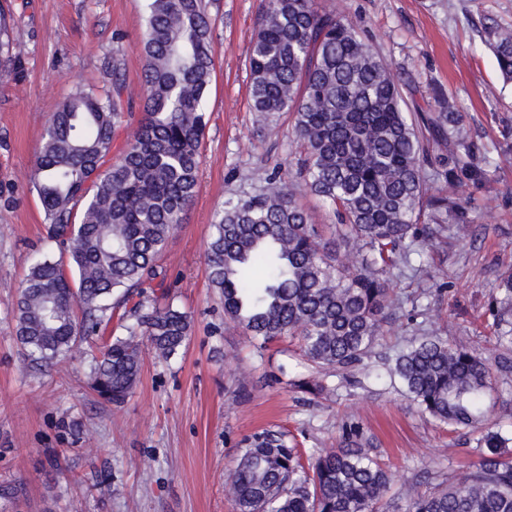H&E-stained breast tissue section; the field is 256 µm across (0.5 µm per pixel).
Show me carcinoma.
Instances as JSON below:
<instances>
[{"mask_svg":"<svg viewBox=\"0 0 512 512\" xmlns=\"http://www.w3.org/2000/svg\"><path fill=\"white\" fill-rule=\"evenodd\" d=\"M483 29L512 81V28L489 18ZM142 42V117L116 162L106 165L127 127L120 60L107 66L108 89L77 90L48 120L32 183L59 251L31 266L15 310L17 340L41 366L97 342L92 389L116 406L140 375L136 337L167 362L191 333L187 313L149 300L146 289L166 280L160 257L197 193L215 66L202 0H147ZM19 53L0 12V76ZM249 69L253 110L265 119L289 113L301 155L288 177L259 174L260 190L224 201L207 241L210 287L224 299V319L259 345L292 336L318 367L368 377L366 360L395 307L389 276L442 244L449 225L471 222L467 200L427 194L428 139L448 147L452 182L482 186L486 161L457 113L410 111L388 64L316 0H265ZM299 186L328 206L334 237L310 222ZM488 316L506 374L512 274L497 279ZM375 377L399 382L434 420L480 432L485 449L444 488L407 486L405 512H512V439L486 423L487 360L446 336H420ZM390 483L352 424L343 447L307 456L273 434L258 436L229 474L237 512H376Z\"/></svg>","mask_w":512,"mask_h":512,"instance_id":"carcinoma-1","label":"carcinoma"}]
</instances>
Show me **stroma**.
<instances>
[{"mask_svg":"<svg viewBox=\"0 0 512 512\" xmlns=\"http://www.w3.org/2000/svg\"><path fill=\"white\" fill-rule=\"evenodd\" d=\"M335 8L390 66L409 106L458 112L490 181L470 189L439 177L430 192L472 196L473 223L418 258L420 272L389 281L397 304L384 351L438 333L492 358L483 323L491 289L512 273V82L504 81L482 25L512 27V0H316ZM215 70L207 96L199 188L161 258L164 290L192 319L170 362L141 342L142 370L121 406L90 387L81 350L47 370L15 338L18 289L44 251L47 227L31 175L51 115L80 88H108L105 62L123 64L129 126L141 117L145 0H0L23 52L0 78V512H235L227 477L255 435H283L309 451L342 445L358 422L393 476L379 512H403L411 482L430 490L479 458V435L422 414L398 387L326 378L283 338L259 349L224 320L209 285V226L225 199L254 190V170L287 173L299 152L289 113L260 120L249 94L248 49L263 0H204Z\"/></svg>","mask_w":512,"mask_h":512,"instance_id":"stroma-1","label":"stroma"}]
</instances>
